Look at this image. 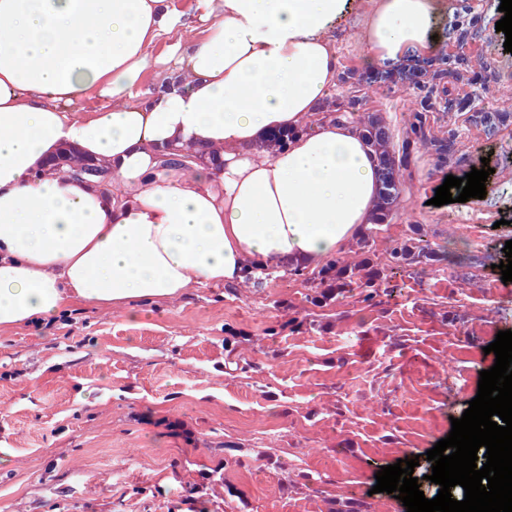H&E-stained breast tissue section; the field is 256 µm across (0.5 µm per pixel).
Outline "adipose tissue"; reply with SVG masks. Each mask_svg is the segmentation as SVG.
Wrapping results in <instances>:
<instances>
[{"mask_svg":"<svg viewBox=\"0 0 512 512\" xmlns=\"http://www.w3.org/2000/svg\"><path fill=\"white\" fill-rule=\"evenodd\" d=\"M350 6L198 0L188 19L172 0H0V329L84 304L133 319L134 299L336 258L379 190L368 141L314 118L338 75L326 33ZM434 11L377 0L365 63L428 46ZM151 68L158 89L135 99ZM285 127L284 149L261 147ZM67 149L105 162L111 187L51 169Z\"/></svg>","mask_w":512,"mask_h":512,"instance_id":"adipose-tissue-1","label":"adipose tissue"}]
</instances>
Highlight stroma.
<instances>
[{
    "label": "stroma",
    "instance_id": "35a3bbf8",
    "mask_svg": "<svg viewBox=\"0 0 512 512\" xmlns=\"http://www.w3.org/2000/svg\"><path fill=\"white\" fill-rule=\"evenodd\" d=\"M369 7L329 31L339 71L317 116L375 122L399 197L336 257L335 299L294 268L138 304L134 322L82 305L0 330V512H406L375 475L414 457L437 495L425 454L512 330V53L496 0H442L427 49L369 68ZM484 161L499 210L474 252L457 217L478 200H430Z\"/></svg>",
    "mask_w": 512,
    "mask_h": 512
}]
</instances>
